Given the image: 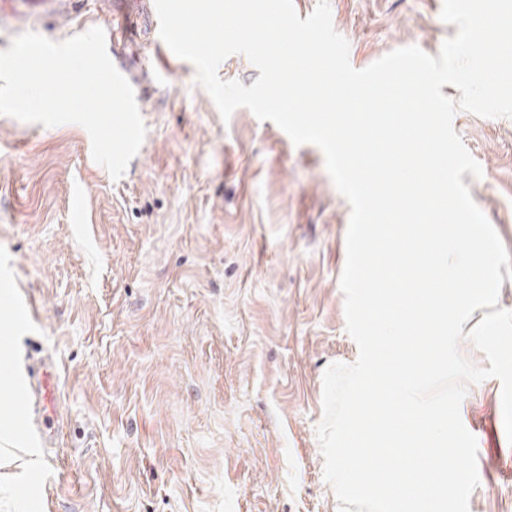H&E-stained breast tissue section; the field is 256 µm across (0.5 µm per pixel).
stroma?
<instances>
[{
  "label": "stroma",
  "instance_id": "stroma-1",
  "mask_svg": "<svg viewBox=\"0 0 512 512\" xmlns=\"http://www.w3.org/2000/svg\"><path fill=\"white\" fill-rule=\"evenodd\" d=\"M152 0H0V50L123 16L148 84L145 140L120 179L80 125L0 115V345L52 356L64 428L0 442V512H340L316 430L349 363L339 279L351 208L323 151L245 108L222 120L194 66L152 43ZM443 0H330L349 59L438 55ZM483 175L462 181L512 254V119L457 111ZM477 440L469 512H512L501 383L460 405Z\"/></svg>",
  "mask_w": 512,
  "mask_h": 512
}]
</instances>
